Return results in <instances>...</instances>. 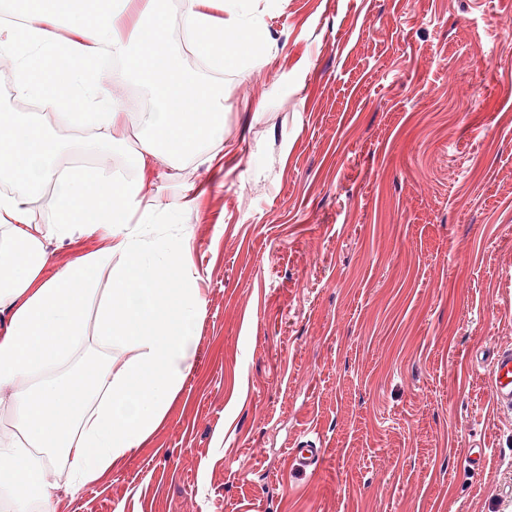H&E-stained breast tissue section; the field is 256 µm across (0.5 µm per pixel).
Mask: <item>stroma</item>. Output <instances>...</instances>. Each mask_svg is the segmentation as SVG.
I'll list each match as a JSON object with an SVG mask.
<instances>
[{"label":"stroma","mask_w":512,"mask_h":512,"mask_svg":"<svg viewBox=\"0 0 512 512\" xmlns=\"http://www.w3.org/2000/svg\"><path fill=\"white\" fill-rule=\"evenodd\" d=\"M249 9L221 157L140 203L194 196L195 364L61 512H512V410L475 360L512 344V0ZM97 244L48 238L46 276Z\"/></svg>","instance_id":"35a3bbf8"}]
</instances>
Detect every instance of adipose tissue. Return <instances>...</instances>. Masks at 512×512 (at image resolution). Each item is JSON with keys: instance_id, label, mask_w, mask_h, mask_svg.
Here are the masks:
<instances>
[{"instance_id": "adipose-tissue-1", "label": "adipose tissue", "mask_w": 512, "mask_h": 512, "mask_svg": "<svg viewBox=\"0 0 512 512\" xmlns=\"http://www.w3.org/2000/svg\"><path fill=\"white\" fill-rule=\"evenodd\" d=\"M213 0H181V37L212 74L248 53ZM160 0H0V55L17 98L51 108L50 124L0 112V512H58V466L80 491L111 473L162 423L194 365L201 288L187 243L137 214L155 172L224 147L216 84L166 50ZM154 100L132 112L126 73ZM84 132L87 169L62 164L52 129ZM130 172L112 176L113 152ZM54 217L38 221V210ZM101 245L46 276L48 236L75 225ZM108 275L100 287V275ZM81 360L82 368L67 372Z\"/></svg>"}]
</instances>
